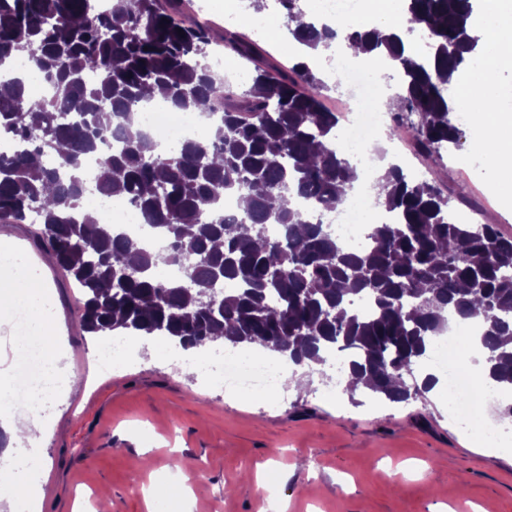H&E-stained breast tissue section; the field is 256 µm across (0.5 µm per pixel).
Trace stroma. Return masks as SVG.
I'll return each instance as SVG.
<instances>
[{"label":"stroma","mask_w":512,"mask_h":512,"mask_svg":"<svg viewBox=\"0 0 512 512\" xmlns=\"http://www.w3.org/2000/svg\"><path fill=\"white\" fill-rule=\"evenodd\" d=\"M461 130L459 148L425 164L442 187H464L483 223L512 235V202L474 148L488 130ZM50 286L66 382L38 444L9 441L13 453L40 460L29 479L41 512H96L105 488L112 512H147L146 498L160 491L163 512H512V447H482L440 397L395 404L334 394L326 364L305 392H232L157 336L105 364L98 337L77 327L71 279Z\"/></svg>","instance_id":"1"}]
</instances>
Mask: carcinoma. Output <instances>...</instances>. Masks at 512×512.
<instances>
[{
	"mask_svg": "<svg viewBox=\"0 0 512 512\" xmlns=\"http://www.w3.org/2000/svg\"><path fill=\"white\" fill-rule=\"evenodd\" d=\"M281 2L288 36L301 47L340 40L397 71L394 114L399 122L417 115L420 155L460 146L448 82L485 53L475 34L479 0H405L406 26L386 34L357 20L305 22L299 0ZM181 4L0 0V65L28 59L47 89L33 101L28 76L0 83V135L21 143L0 157V220L23 224L37 214L39 242L81 289L79 329L162 335L201 349L222 336L295 364L344 352L371 393L405 403L428 392L406 371L428 356L451 314L480 321L491 375L512 386V236L495 224L456 223L450 202L467 201L463 189L446 195L392 164L374 188L394 222L370 225L366 249L347 250L318 220L348 199L355 180L336 113L320 101L324 82L298 56L286 66L265 62L262 45L237 31L184 24ZM218 41L254 64L241 96H224L205 62ZM153 86L172 110L213 116L214 132L157 152L136 123ZM90 155L92 187L82 168ZM93 189L138 207L169 249L141 247L86 212ZM228 194L247 202L231 222ZM270 224L280 233L270 234ZM174 262L184 278L160 279ZM226 280L235 287L218 292ZM361 298L366 312L356 308Z\"/></svg>",
	"mask_w": 512,
	"mask_h": 512,
	"instance_id": "obj_1",
	"label": "carcinoma"
}]
</instances>
